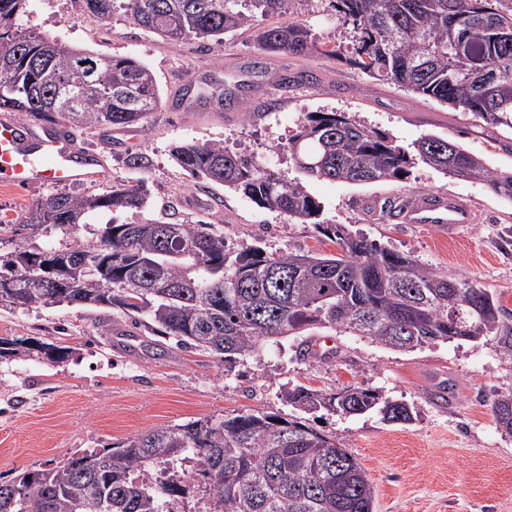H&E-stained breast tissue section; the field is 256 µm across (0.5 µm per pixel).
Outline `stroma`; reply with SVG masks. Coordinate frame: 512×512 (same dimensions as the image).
Returning a JSON list of instances; mask_svg holds the SVG:
<instances>
[{
    "label": "stroma",
    "mask_w": 512,
    "mask_h": 512,
    "mask_svg": "<svg viewBox=\"0 0 512 512\" xmlns=\"http://www.w3.org/2000/svg\"><path fill=\"white\" fill-rule=\"evenodd\" d=\"M335 2L290 0L281 17H255L223 44L205 49L191 37L165 40L118 14L104 23L83 0H30L22 27L94 53L136 58L154 73L162 106L140 123L114 130L108 142L97 130L79 132L80 143L98 157L100 176L70 187L77 194H100L116 183L142 182L149 207L103 214L77 229L50 228L28 238V250H61L77 237L96 239L112 219L204 221L236 250L337 253L319 225L294 223L241 194L194 181L170 155L179 143L220 141L292 179L297 172L285 144L309 112L355 115L406 148L426 134L450 137L491 166L512 170V139L499 129L345 62L349 29ZM277 21L303 22L317 53L258 49L255 32ZM258 66L289 79V87L258 89ZM131 149L148 154V171L126 167ZM307 188L322 205L319 224L344 225L425 266L478 283L512 314V202L485 183L457 181L420 165L402 181L311 180ZM448 191L470 197L478 213L477 224L456 236L441 228L390 224L381 216L397 197ZM50 193L47 187L0 188V219L21 223ZM309 336L327 340L334 355L303 356L299 338L289 336L265 342L257 355L227 371L210 354L171 341L157 346L116 309L0 306V338H28L69 351L57 363L40 354L0 358V483L163 425L258 412L294 419L295 411L280 399L287 386L336 393L358 386L405 401L415 411L413 421L323 410L308 423L354 455L373 485L375 512H512V436L497 427L491 410L494 399L512 393V357L501 353L495 339L398 352L338 328H315Z\"/></svg>",
    "instance_id": "stroma-1"
}]
</instances>
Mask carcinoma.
<instances>
[{
	"instance_id": "cac0c4a2",
	"label": "carcinoma",
	"mask_w": 512,
	"mask_h": 512,
	"mask_svg": "<svg viewBox=\"0 0 512 512\" xmlns=\"http://www.w3.org/2000/svg\"><path fill=\"white\" fill-rule=\"evenodd\" d=\"M28 0H0V112L71 129L129 127L161 107L153 72L128 56H106L77 104L54 105L56 88L82 80L79 64L96 54L24 29L17 23ZM103 20L121 6L137 25L169 40L224 35L257 16L286 12L288 0H84ZM352 25L349 62L368 77L391 83L453 110L470 112L512 135V12L493 0H337ZM267 52L318 51L301 23L257 34ZM300 177L285 179L254 157L224 143H183L171 150L191 178L223 185L258 207L301 224L322 206L309 180L354 185L405 179L421 163L451 178L481 181L512 202V171L447 138L426 134L409 151L345 112H309L288 137ZM149 205L144 186L120 185L88 196L60 191L39 201L22 229L76 228L98 213ZM338 244L336 255L228 248L208 224H105L94 241L77 240L53 252L65 260H97L57 282L38 283L43 271L26 265L32 252L17 242L0 254V304L20 307L117 308L152 334L185 349L213 354L231 368L266 339L316 328H341L395 351L411 352L451 340H497L512 357V326L493 294L340 224H317ZM24 340L0 338L1 358L30 355ZM280 399L309 415L375 411L389 422L413 420L411 407L368 388L326 393L298 385ZM498 427L512 436V394L496 399ZM194 453L208 495V512H373V488L356 458L302 418L247 414L162 426L122 445L85 450L50 469L0 484V512H173V499L195 477L175 473L154 488L138 470L172 464Z\"/></svg>"
}]
</instances>
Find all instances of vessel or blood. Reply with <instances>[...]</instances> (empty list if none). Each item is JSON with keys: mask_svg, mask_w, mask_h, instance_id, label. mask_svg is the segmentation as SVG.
I'll return each instance as SVG.
<instances>
[{"mask_svg": "<svg viewBox=\"0 0 512 512\" xmlns=\"http://www.w3.org/2000/svg\"><path fill=\"white\" fill-rule=\"evenodd\" d=\"M72 131L23 123L0 116V187L70 185L93 178ZM389 218L399 224H425L448 231L475 223L469 199L453 193L427 192L394 205Z\"/></svg>", "mask_w": 512, "mask_h": 512, "instance_id": "obj_1", "label": "vessel or blood"}]
</instances>
